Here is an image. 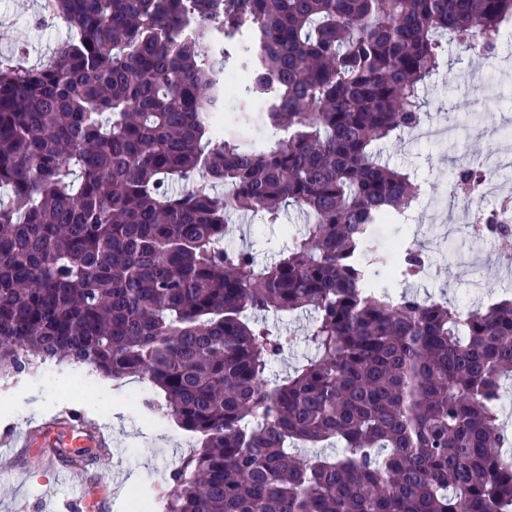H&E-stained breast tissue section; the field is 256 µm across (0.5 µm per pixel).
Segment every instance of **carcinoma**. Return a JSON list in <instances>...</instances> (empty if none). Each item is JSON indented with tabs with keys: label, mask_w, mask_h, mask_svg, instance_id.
Masks as SVG:
<instances>
[{
	"label": "carcinoma",
	"mask_w": 512,
	"mask_h": 512,
	"mask_svg": "<svg viewBox=\"0 0 512 512\" xmlns=\"http://www.w3.org/2000/svg\"><path fill=\"white\" fill-rule=\"evenodd\" d=\"M46 8L77 35L0 67V367L79 363L161 391L200 448L152 512H512V299L464 314L365 292L426 271L422 246L392 268L373 239L417 196L377 148L419 127L443 43L492 54L512 0ZM246 18L263 46L241 96L284 142L211 118ZM290 206L306 222L274 263L224 246L236 216ZM307 310L313 356L270 381L291 339L263 316Z\"/></svg>",
	"instance_id": "1"
}]
</instances>
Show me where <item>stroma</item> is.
I'll use <instances>...</instances> for the list:
<instances>
[{"label":"stroma","instance_id":"stroma-1","mask_svg":"<svg viewBox=\"0 0 512 512\" xmlns=\"http://www.w3.org/2000/svg\"><path fill=\"white\" fill-rule=\"evenodd\" d=\"M45 0H0V60L12 55L14 46L26 49V64H41L55 46L69 37L65 27H45L36 19L44 12ZM428 118L433 122H455L466 152L495 158L512 141L503 133L512 121V39H502L494 58L485 59L464 45L445 47L442 64L421 90ZM391 167L411 172L422 189L432 195L429 207L417 210L408 223L384 226V242L404 237L428 248L431 268L406 289L421 298L445 301L459 311L486 307L512 299V272L496 259V244L489 239H471L453 230L461 212L448 196V181L455 169V155L441 143L425 139L419 131L394 137L379 148ZM305 222L296 209L284 212L281 223H265L262 216H238L229 239L232 247H251L261 264L273 262L289 241V235ZM401 285H393L401 293ZM312 315L296 314L285 320L269 315L270 323L291 336L292 342L272 366L280 378L312 353L305 328ZM150 396L148 386L127 379L115 382L81 365L36 364L20 373L0 371V437L15 434L60 414L62 409L97 421L111 439V462L89 460L91 482L112 492L110 512H134L136 495L167 498L173 488L171 473L196 446L197 440L162 413L149 408L134 409L133 395ZM40 448L26 457L0 456V512H57L73 496L68 485L58 483L54 472L39 460Z\"/></svg>","mask_w":512,"mask_h":512}]
</instances>
